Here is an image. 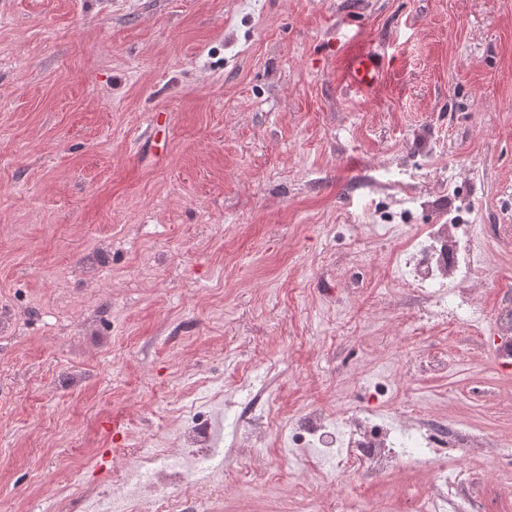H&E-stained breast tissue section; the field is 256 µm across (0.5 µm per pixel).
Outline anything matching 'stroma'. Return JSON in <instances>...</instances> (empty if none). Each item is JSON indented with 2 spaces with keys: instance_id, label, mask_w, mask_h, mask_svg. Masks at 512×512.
<instances>
[{
  "instance_id": "stroma-1",
  "label": "stroma",
  "mask_w": 512,
  "mask_h": 512,
  "mask_svg": "<svg viewBox=\"0 0 512 512\" xmlns=\"http://www.w3.org/2000/svg\"><path fill=\"white\" fill-rule=\"evenodd\" d=\"M357 43L385 56L368 95L341 77ZM452 206L488 256L489 325L512 298V0H0V512H83L74 474L108 479L112 449L244 366L285 418L371 403L512 437L492 341L395 288L403 239ZM266 441L225 434L210 512L431 491ZM437 459L447 512L512 473V448Z\"/></svg>"
}]
</instances>
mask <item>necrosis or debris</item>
Masks as SVG:
<instances>
[{
	"label": "necrosis or debris",
	"mask_w": 512,
	"mask_h": 512,
	"mask_svg": "<svg viewBox=\"0 0 512 512\" xmlns=\"http://www.w3.org/2000/svg\"><path fill=\"white\" fill-rule=\"evenodd\" d=\"M401 256L406 270L402 287L430 297L438 322L466 323L482 334L477 293L484 257L475 249L469 225L453 219L425 225L406 241ZM223 402V391L211 388L184 401L178 408L180 424L172 449L135 451L114 466L111 486L92 495L93 505L99 512H203L207 502L222 497L223 485L211 482L209 475L223 454L216 446L219 429L213 419ZM288 433L296 447L314 449L319 460L347 445L349 459L369 461L380 476L407 468L431 470L433 493L421 503V512H445L452 494L446 477L432 471L429 448L444 438L462 448L497 445L496 440L463 432L429 413L407 419L366 410L339 420L318 406L298 415Z\"/></svg>",
	"instance_id": "1"
}]
</instances>
